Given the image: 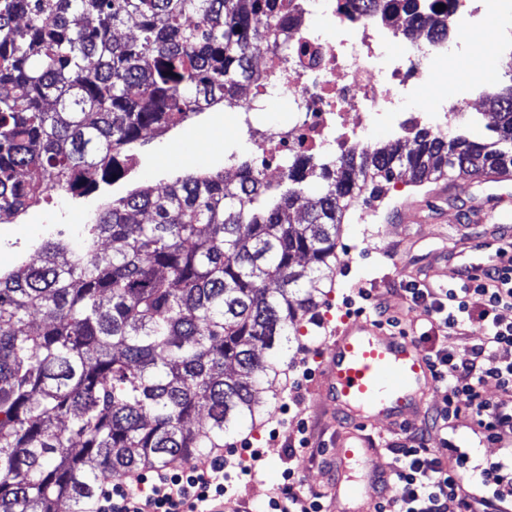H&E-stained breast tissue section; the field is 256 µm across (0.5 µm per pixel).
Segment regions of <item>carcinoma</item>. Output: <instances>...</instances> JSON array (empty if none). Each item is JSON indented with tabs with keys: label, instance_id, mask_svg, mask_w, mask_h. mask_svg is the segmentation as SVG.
Segmentation results:
<instances>
[{
	"label": "carcinoma",
	"instance_id": "cac0c4a2",
	"mask_svg": "<svg viewBox=\"0 0 512 512\" xmlns=\"http://www.w3.org/2000/svg\"><path fill=\"white\" fill-rule=\"evenodd\" d=\"M392 2L406 33L448 34L416 0ZM283 21L276 0H0V216L78 175L93 193L146 131L232 105ZM128 23L134 37L116 38ZM485 109V142L419 127L330 166L294 161L274 185L245 161L232 179L131 189L78 247L46 240L1 269L0 512H86L112 479L254 427L280 374L257 349L288 354L355 198L396 179L512 174V79Z\"/></svg>",
	"mask_w": 512,
	"mask_h": 512
}]
</instances>
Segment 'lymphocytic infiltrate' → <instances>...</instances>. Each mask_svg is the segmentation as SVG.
I'll list each match as a JSON object with an SVG mask.
<instances>
[{"label":"lymphocytic infiltrate","instance_id":"f902f5d3","mask_svg":"<svg viewBox=\"0 0 512 512\" xmlns=\"http://www.w3.org/2000/svg\"><path fill=\"white\" fill-rule=\"evenodd\" d=\"M410 307L421 309L433 327L458 329L480 318L484 336L468 361H457L447 346L431 349L427 359L444 404L432 417L445 430L470 412L486 440L512 434V359L499 356L512 347V321L499 312L512 308V266L493 267L471 282L432 288L410 280L404 290ZM495 381L501 395L486 398ZM394 456L388 487L380 488L374 512H512V461H475L468 449L448 442L430 446L423 432L390 444ZM235 453L216 456L209 467L160 470L112 485L102 492L96 512H206L223 498L224 471L241 465ZM320 494L304 489L294 472L269 496L264 512H323Z\"/></svg>","mask_w":512,"mask_h":512}]
</instances>
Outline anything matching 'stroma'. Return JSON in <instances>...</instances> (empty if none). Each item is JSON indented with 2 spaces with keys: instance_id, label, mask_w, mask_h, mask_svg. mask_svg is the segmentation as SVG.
Returning <instances> with one entry per match:
<instances>
[{
  "instance_id": "stroma-1",
  "label": "stroma",
  "mask_w": 512,
  "mask_h": 512,
  "mask_svg": "<svg viewBox=\"0 0 512 512\" xmlns=\"http://www.w3.org/2000/svg\"><path fill=\"white\" fill-rule=\"evenodd\" d=\"M232 152L247 155L249 145L234 136L229 121L213 109L184 123L176 133L147 135L136 151L134 169L122 185L154 186L176 171H217L223 169ZM386 189L381 202L355 199L339 231L333 286L293 336L284 366L286 377L274 384L275 396L262 424L236 433L229 442L233 448L247 442L262 452V460L251 475L234 470L228 480L230 493L242 500L246 512H261L273 489L282 484L285 470H294L296 478L313 492H326L333 482L330 440L337 426L315 390L314 374L332 342V328L362 306L359 290L384 303L405 329H413L420 313L409 308L403 289L408 280L421 275L435 286L449 284L453 265L448 252L458 244L460 216H475L490 208L503 215L512 213V179L461 182L456 193L446 198L433 197L430 183L416 186L399 179ZM112 192L108 184L80 198L54 191L23 217L0 223V266H14L19 253L34 241L60 236L78 242L82 226L92 222L99 205ZM412 201L421 202V210L397 218V210ZM307 368L312 369V376H304ZM304 421L313 428L305 449L298 443V426ZM444 437L472 449L480 461L512 454V438L500 443L480 440L466 417L448 434L431 432L429 441L435 445Z\"/></svg>"
}]
</instances>
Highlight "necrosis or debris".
<instances>
[{"label": "necrosis or debris", "instance_id": "obj_1", "mask_svg": "<svg viewBox=\"0 0 512 512\" xmlns=\"http://www.w3.org/2000/svg\"><path fill=\"white\" fill-rule=\"evenodd\" d=\"M288 17L277 47L259 54L257 87L233 107L231 119L247 137L264 176H286L289 161L335 158L368 146L363 130L391 127L403 137L416 124L447 132L478 86L465 71L454 75V101L437 99L428 116L409 109L420 88L433 83L444 61L471 54L490 16L512 12V0H450L448 34H404L401 15L362 11L352 0H279ZM288 101L286 121L267 125L256 117L259 96Z\"/></svg>", "mask_w": 512, "mask_h": 512}]
</instances>
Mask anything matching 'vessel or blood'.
I'll use <instances>...</instances> for the list:
<instances>
[{"label": "vessel or blood", "mask_w": 512, "mask_h": 512, "mask_svg": "<svg viewBox=\"0 0 512 512\" xmlns=\"http://www.w3.org/2000/svg\"><path fill=\"white\" fill-rule=\"evenodd\" d=\"M480 258L461 264L455 281H465L492 263H512V242L502 238L479 242ZM319 383L332 411L351 429L336 442V480L333 497L355 495L346 470L350 461L371 450L365 431L420 411L434 381L423 350L406 336L389 333L371 319L343 320L335 331Z\"/></svg>", "instance_id": "obj_1"}]
</instances>
